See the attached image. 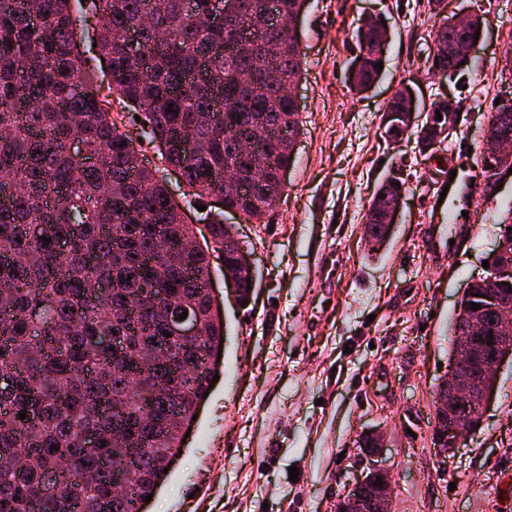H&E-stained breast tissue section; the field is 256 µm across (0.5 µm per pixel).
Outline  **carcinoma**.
<instances>
[{"label":"carcinoma","mask_w":512,"mask_h":512,"mask_svg":"<svg viewBox=\"0 0 512 512\" xmlns=\"http://www.w3.org/2000/svg\"><path fill=\"white\" fill-rule=\"evenodd\" d=\"M265 2L0 0V374L10 378L0 389V512H134V496L154 493L180 452V423L193 421L224 344L206 285L228 227L218 212L206 223L211 244L190 245L193 228L159 169L137 163L110 98L135 110L139 138L156 144L192 195L220 194L224 208L261 219L283 193L302 131L284 89L302 74L289 22L308 0H276L278 19L238 39ZM216 11L230 24H208ZM92 16L105 94L77 47L79 24ZM448 21L433 25L432 69L452 78L463 65L440 44L459 45L469 32ZM132 30L135 56L126 51ZM355 36V85L364 87L385 42L365 19ZM438 113L447 125V100L426 111L424 144ZM256 129L261 166L238 147ZM75 134L88 163L70 152ZM184 136L195 152L179 148ZM403 191L392 176L378 193ZM182 311L197 334H163ZM123 464L131 490L118 497L109 468Z\"/></svg>","instance_id":"obj_1"}]
</instances>
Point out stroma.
Segmentation results:
<instances>
[{
  "label": "stroma",
  "instance_id": "35a3bbf8",
  "mask_svg": "<svg viewBox=\"0 0 512 512\" xmlns=\"http://www.w3.org/2000/svg\"><path fill=\"white\" fill-rule=\"evenodd\" d=\"M484 27L463 77L431 70L428 0H308L294 93L303 132L272 213L236 224L257 286L236 305L213 271L224 351L180 454L145 512H334L360 470V438L382 430L378 462L397 512H512V364L454 455L436 456V388L464 291L484 275L512 210V173L486 185L476 159L499 98L512 97V0H444ZM383 21V69L354 89L359 20ZM418 106L460 101L455 132L425 151L416 129L384 135L399 91ZM399 171L403 206L371 247L363 216ZM299 470L290 479L289 467Z\"/></svg>",
  "mask_w": 512,
  "mask_h": 512
}]
</instances>
